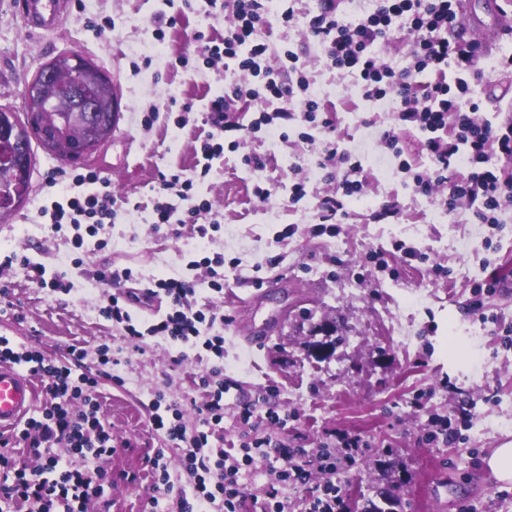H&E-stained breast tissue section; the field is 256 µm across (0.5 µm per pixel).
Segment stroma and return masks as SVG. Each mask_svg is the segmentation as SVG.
I'll use <instances>...</instances> for the list:
<instances>
[{
    "label": "stroma",
    "instance_id": "stroma-1",
    "mask_svg": "<svg viewBox=\"0 0 512 512\" xmlns=\"http://www.w3.org/2000/svg\"><path fill=\"white\" fill-rule=\"evenodd\" d=\"M321 6V0H277L256 38L267 44L270 61L289 45L302 54L313 87L331 91L320 98L322 109L348 104L338 132L362 146L368 185L361 198L348 201L349 219L339 234L312 235L318 199L334 187L318 168L319 144L300 140L292 129L288 140L273 147L267 130L249 132L238 150L214 160L199 187L212 205L202 224L221 226L202 239L188 226L154 227L151 215L159 175L194 170L193 148L211 130L204 103L245 80L234 68L205 66L196 54V33L223 37L224 12L209 11L207 0H192L157 47L153 30L172 14L163 0H73L51 32L28 31L12 0H0V106L23 111L25 85L38 68L73 52L108 72L118 97L112 137L85 164L109 179L123 202L114 224L80 246L71 235L49 234L40 209L56 190L46 177L65 163L40 148L28 203L0 219V263L26 256L43 268L45 279L33 283L17 265L0 273V336L58 358L77 344L91 364L105 343L119 361L114 380L101 381L93 391L119 445L105 463L117 480L105 485L93 512H145L152 496L158 512H165L168 496L155 490L144 464L164 445L146 405L155 390L202 397L199 376L209 366L192 357L172 369L171 346L158 336L146 337L141 350L131 348L101 316L103 290L94 274L105 266L128 268L143 288L155 277L186 275L185 256L200 246L238 261L225 271L223 296L200 291L196 307L230 318L213 330L224 336V372L238 380L241 400L276 387L274 403L288 417L282 436L312 452L330 443L336 430L361 436L356 465L336 474L346 503L375 498L391 478L399 484L394 512H512V483H493L485 464L498 441L512 439V348L493 333L494 322L512 324V290L485 297L483 315L467 310L475 285L490 271L512 280V210L496 226L476 223L465 208L441 223L437 198L403 187L393 164L381 158L379 138L391 125L388 110L366 108L306 32L305 20ZM288 7L295 12L291 29L280 24ZM180 54L188 56V67H170ZM152 103L161 114L148 129L142 119ZM185 103L193 110L181 125ZM252 153L264 156L266 166L246 182L242 158ZM297 165L309 183L307 196L294 204L289 197ZM258 186L269 190L267 199L255 196ZM391 200L401 206L399 218L374 221ZM290 224L296 233L277 240ZM339 239L345 246L337 251L332 244ZM398 240L426 253L427 262L395 259L380 269L371 252L391 250ZM433 264L450 269L451 277L430 274ZM61 275L69 288L57 292L51 284ZM270 278L277 279V288L260 293ZM322 321L336 324L344 342L330 361L319 363L305 343L312 325ZM249 323L267 331L259 347L242 338Z\"/></svg>",
    "mask_w": 512,
    "mask_h": 512
}]
</instances>
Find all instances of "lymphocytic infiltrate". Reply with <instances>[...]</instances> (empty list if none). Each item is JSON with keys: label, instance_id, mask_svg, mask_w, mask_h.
<instances>
[{"label": "lymphocytic infiltrate", "instance_id": "lymphocytic-infiltrate-1", "mask_svg": "<svg viewBox=\"0 0 512 512\" xmlns=\"http://www.w3.org/2000/svg\"><path fill=\"white\" fill-rule=\"evenodd\" d=\"M265 0H232L230 27L222 39L205 42L199 49L207 65L216 67L234 61L250 75L246 84L234 85L230 92L210 98L206 104L211 133L201 145L204 163L201 175H208L214 159L225 150H237L240 124L229 121L235 101L250 98L260 105L258 125L275 126L277 120L301 116L308 123L320 122L328 138L320 154V168L337 171L334 191L322 196L317 205L316 231L342 223L348 216L345 203L360 195L368 183L360 147L346 146L335 138V120H317L320 109L307 77L305 61L297 53L285 51L278 66L266 59L267 46L255 39L266 23ZM458 0H376L372 10L358 20L345 19L334 0H323L317 14L306 21L309 35L327 48L330 68L350 77L362 101L388 105L392 125L381 145L397 170L411 178L413 193L440 195L447 215L468 208L481 224H498L502 212L512 209V119L495 123L483 114L477 93L480 74L477 56L463 44ZM410 37L411 48L404 67L384 62L374 54L378 42L396 34ZM421 134V150L426 161L415 169L400 145L402 132ZM68 180L70 189L51 205L42 206L53 232L65 227L86 229L97 235L113 223L116 201L110 190L100 189V177L92 171H52L48 184ZM96 185L93 193L84 192ZM193 178L180 173L159 178L154 204L155 226L198 224L207 202H195ZM153 288L162 291L170 309L149 322L137 319L119 294L107 295L101 308L105 319L122 329L126 338L141 340L160 336L181 344L174 365L188 360L189 350L212 355L214 362L199 377L204 397L199 402L176 399L163 392L153 393L148 410L155 429L165 433L173 447L182 449V469L193 480L188 491H175L165 462L164 449H156L146 463L156 482L173 495L168 512H288V492L305 483L310 467L335 473L338 464L351 467L360 454L359 437L340 434L341 455L311 454L304 448L288 447L272 435H259L263 426L286 425L270 405L275 387H266L260 402L238 405L240 424L238 446L224 447V397L237 382L224 374V338L210 334L206 316L192 308L196 283L187 279L159 278ZM86 349L72 345L66 356L51 357L40 350L0 336V364L26 367L41 383L38 410L27 417L23 427L10 435H0V512H88L89 503L103 491L108 480L102 460L117 448L112 432L98 417V404L91 391L98 384L97 369L113 364L109 345L98 348V366L86 363ZM194 410L197 424L187 429L186 410ZM27 448L35 465L13 457L15 448ZM264 463L273 475L263 495L250 493L245 482L256 463Z\"/></svg>", "mask_w": 512, "mask_h": 512}]
</instances>
